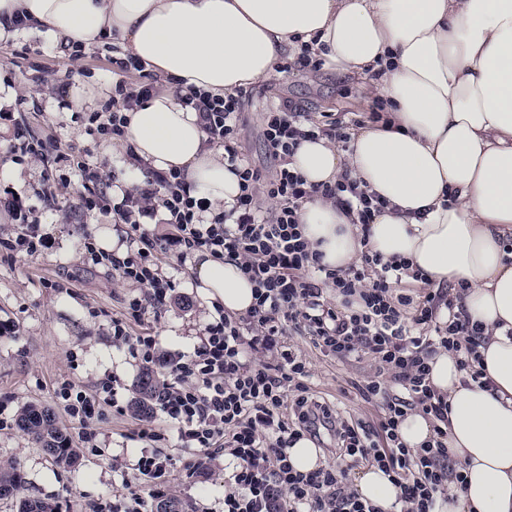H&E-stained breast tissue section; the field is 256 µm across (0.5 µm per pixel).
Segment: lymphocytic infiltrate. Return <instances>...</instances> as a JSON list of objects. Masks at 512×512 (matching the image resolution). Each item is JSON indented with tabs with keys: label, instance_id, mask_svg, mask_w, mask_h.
<instances>
[{
	"label": "lymphocytic infiltrate",
	"instance_id": "1",
	"mask_svg": "<svg viewBox=\"0 0 512 512\" xmlns=\"http://www.w3.org/2000/svg\"><path fill=\"white\" fill-rule=\"evenodd\" d=\"M152 89L149 83L131 87L116 81L102 111L89 116L88 134L124 136L127 111ZM189 98L201 114L208 141L223 145L228 161L238 164L241 194L228 214L208 224L202 219L206 203L190 196L185 175L178 171L155 173L150 188L126 193L116 204L104 192L89 199V208L111 213L137 244L122 253L91 245L89 260L148 291L147 298L129 300L126 315L113 318L114 339L143 367L166 365L167 379L156 405L179 447L219 448L233 458L224 512H382L346 491L342 472L333 466L294 469L288 448L304 436L317 435L322 425L329 427L345 455L380 467L391 478L399 490L400 512H436L438 496L447 492L449 481H462L463 475L451 462L444 427L448 401L430 384V362L443 351L458 354L469 380L487 382L476 353L482 331L466 314L461 292L428 288L415 298L398 290L405 280L423 278L409 262H386L367 250L358 263L331 269L322 264L321 253L311 250L300 210L312 196L336 201L365 235L381 208L349 174L331 184L309 186L291 167L301 140L328 135L347 142L343 123L323 128L287 103L266 112L264 135L278 162L276 172L268 175L241 160L237 151L238 94L214 97L199 90ZM263 198L277 205L272 219L260 216ZM157 215L176 225V237L161 241L145 233L143 220ZM172 250L182 262L197 251L236 262L254 283L256 302L239 317L216 306L193 355L167 359L159 354L154 337L131 335L129 322L160 309L175 290L176 282L164 272L161 260ZM328 288L335 300L325 298ZM293 334L309 336L321 353L340 360H374L375 375L357 390L364 400L380 402L377 428L350 423L313 398L306 360L283 342ZM258 349L275 351V361L253 358ZM395 386L400 394H392ZM97 390L91 397L66 380L58 391L80 426V441L87 445L96 439L101 401L117 399L112 378L101 380ZM288 406L293 409L289 419L283 414ZM413 411L439 423L433 439L416 449L399 437L400 424Z\"/></svg>",
	"mask_w": 512,
	"mask_h": 512
}]
</instances>
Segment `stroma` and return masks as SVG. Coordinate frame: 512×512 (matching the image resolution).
Wrapping results in <instances>:
<instances>
[{
  "mask_svg": "<svg viewBox=\"0 0 512 512\" xmlns=\"http://www.w3.org/2000/svg\"><path fill=\"white\" fill-rule=\"evenodd\" d=\"M122 55L113 39L84 51L75 62L63 45L46 44L33 33L1 40L0 142L9 143L14 121H22L35 139L97 170L100 190L121 201L137 164L125 141L88 135L83 119L101 111L104 92L117 79L114 61ZM285 102L318 122L345 118L366 126L382 98L372 72L343 75L325 67H295L243 87L239 149L268 174L276 162L266 145L262 115ZM84 193L83 177L73 164L30 157L19 162L0 152V240L12 238L16 228L5 206L11 199L31 212L48 239L46 248L32 256L9 258L0 251V467L15 466L22 475L15 497L0 499V512H16L20 498L51 502L57 512H90L94 501L147 491L136 470L144 443L133 437L144 419L131 408L142 370L127 348L112 340L113 317L125 313L128 299L144 290L106 267L85 265L86 242L109 237L122 242L126 235L111 215L86 210ZM163 268L177 288L159 316L132 323L131 332L155 337L161 352L189 355L201 342L213 305L198 286L193 263L178 265L169 254ZM286 342L307 360L308 384L319 401L353 423L378 420L380 403L365 401L347 387L375 374L371 359L323 356L306 336L293 335ZM107 375L120 383L119 404L102 405L99 446L81 449L74 468L56 465L17 427L19 410L39 403L52 410L70 437H77L79 426L65 411L58 386L68 379L92 394ZM155 450L173 460L165 498L180 501L188 512H224L230 456L216 453L210 470L197 473V452L179 447L175 439L156 442Z\"/></svg>",
  "mask_w": 512,
  "mask_h": 512,
  "instance_id": "35a3bbf8",
  "label": "stroma"
}]
</instances>
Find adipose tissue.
I'll return each mask as SVG.
<instances>
[{
	"label": "adipose tissue",
	"mask_w": 512,
	"mask_h": 512,
	"mask_svg": "<svg viewBox=\"0 0 512 512\" xmlns=\"http://www.w3.org/2000/svg\"><path fill=\"white\" fill-rule=\"evenodd\" d=\"M21 18L51 43L84 49L116 38L167 81L128 112L125 138L152 170L184 172L209 219L235 207L240 179L208 147L184 95L268 78L287 50L311 41L340 73L381 71L385 122L345 151L324 137L301 141L292 167L309 185L349 172L387 205L365 238L333 200L315 196L300 212L303 233L332 269L367 248L409 261L434 285H465L490 385L465 382L454 353L431 363L464 476L439 510L512 512V256L503 247L512 238V0H0V41L17 36ZM195 272L225 313L253 306L255 285L235 262L200 253ZM356 483L384 512L396 505L381 469Z\"/></svg>",
	"instance_id": "ef3b65f1"
}]
</instances>
